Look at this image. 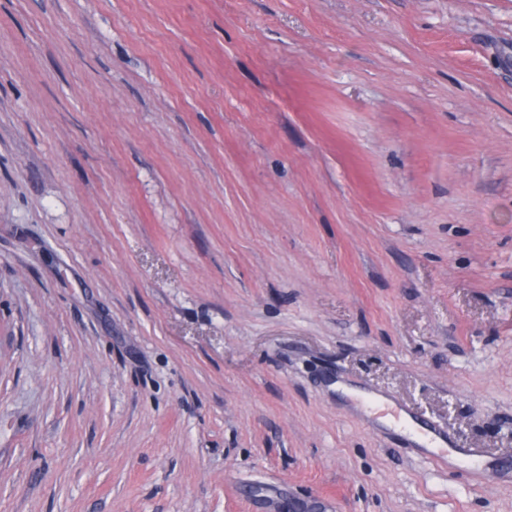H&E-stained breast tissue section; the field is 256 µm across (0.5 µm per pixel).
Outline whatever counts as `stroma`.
Here are the masks:
<instances>
[{"label":"stroma","instance_id":"obj_1","mask_svg":"<svg viewBox=\"0 0 512 512\" xmlns=\"http://www.w3.org/2000/svg\"><path fill=\"white\" fill-rule=\"evenodd\" d=\"M0 512H512V0H0Z\"/></svg>","mask_w":512,"mask_h":512}]
</instances>
